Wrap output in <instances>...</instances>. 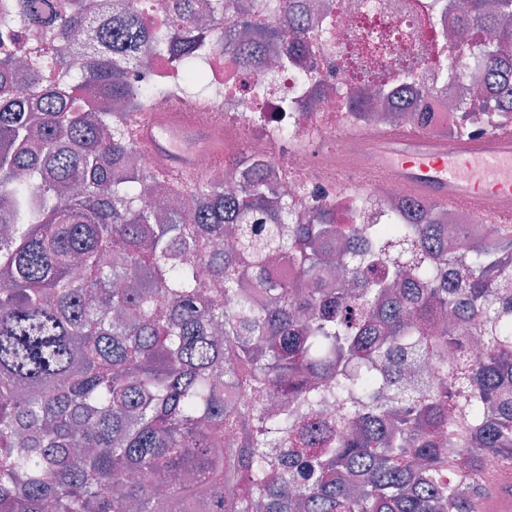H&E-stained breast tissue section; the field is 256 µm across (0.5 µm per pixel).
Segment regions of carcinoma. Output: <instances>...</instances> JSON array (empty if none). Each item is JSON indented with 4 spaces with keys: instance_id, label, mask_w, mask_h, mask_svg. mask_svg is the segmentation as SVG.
I'll return each instance as SVG.
<instances>
[{
    "instance_id": "obj_1",
    "label": "carcinoma",
    "mask_w": 512,
    "mask_h": 512,
    "mask_svg": "<svg viewBox=\"0 0 512 512\" xmlns=\"http://www.w3.org/2000/svg\"><path fill=\"white\" fill-rule=\"evenodd\" d=\"M155 2L172 26L139 0H19L51 48L25 57L26 92L0 57V512H479L488 466L512 467V230L460 248L413 198L386 224L294 220L273 171L241 158L233 192L179 183L195 208L136 205L154 176L128 162L124 109L163 90L128 83L127 63L167 55L198 85L204 36L236 52L226 26L279 68L331 35L295 23L296 0L264 26L233 0ZM441 9L457 24L432 45L438 78L470 56L502 77L456 105L449 136L512 127V0ZM478 28L493 41L471 44ZM400 43L353 56L378 69ZM401 83L346 103L413 119L418 79ZM283 255L296 276L272 282Z\"/></svg>"
}]
</instances>
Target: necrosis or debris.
<instances>
[{
	"mask_svg": "<svg viewBox=\"0 0 512 512\" xmlns=\"http://www.w3.org/2000/svg\"><path fill=\"white\" fill-rule=\"evenodd\" d=\"M430 0H375L378 19L389 28L410 33L415 52L401 49L387 60L384 74L394 79L412 71L430 78L435 60L427 47L435 42L440 27L421 23L414 9ZM337 24L336 39L312 45L313 70H281L264 64L257 68L242 67L238 59L223 55L203 71V79L214 95L205 101L202 111L192 113L191 121L200 127L224 128V153L197 152L193 167L199 177L226 178L224 161L247 155L257 163L270 165L290 188L288 202L298 214L317 206L335 210L338 223L350 221L347 190L336 181L337 174L351 177L368 175L363 187L365 196L382 205L404 202L406 192L396 181L379 177L378 151L360 150L352 140L354 131L351 108L344 106L339 93L359 85L352 69L336 51L337 45L354 44L362 34L361 13L357 0H332ZM475 85L451 82L430 91V112L412 132L439 137L456 114L449 111V100L475 95ZM295 130L303 141L304 151H296L283 139L284 129Z\"/></svg>",
	"mask_w": 512,
	"mask_h": 512,
	"instance_id": "obj_1",
	"label": "necrosis or debris"
}]
</instances>
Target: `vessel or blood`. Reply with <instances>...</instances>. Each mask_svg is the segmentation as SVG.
I'll list each match as a JSON object with an SVG mask.
<instances>
[{
  "label": "vessel or blood",
  "mask_w": 512,
  "mask_h": 512,
  "mask_svg": "<svg viewBox=\"0 0 512 512\" xmlns=\"http://www.w3.org/2000/svg\"><path fill=\"white\" fill-rule=\"evenodd\" d=\"M138 138L151 148L161 170L187 177L194 174L195 153L224 152L223 130L196 127L186 112L156 115ZM357 139L361 146L380 150L382 175L400 183L407 194L512 227V128L452 141L400 133H361ZM490 195L501 199L503 208L488 215L482 204Z\"/></svg>",
  "instance_id": "obj_1"
}]
</instances>
